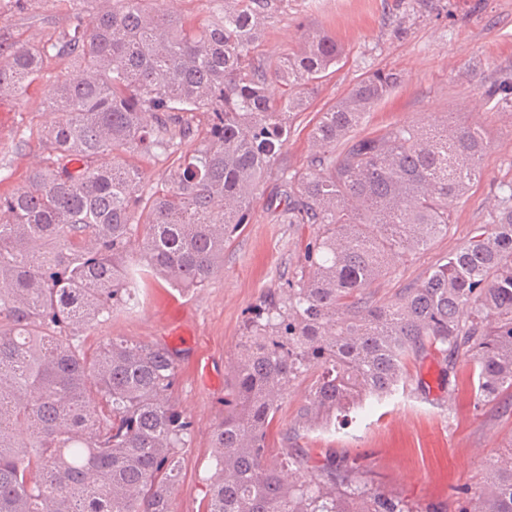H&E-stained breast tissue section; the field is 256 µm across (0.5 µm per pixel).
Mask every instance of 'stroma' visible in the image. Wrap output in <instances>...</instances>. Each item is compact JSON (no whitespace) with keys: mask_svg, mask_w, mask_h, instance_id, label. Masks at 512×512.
Returning <instances> with one entry per match:
<instances>
[{"mask_svg":"<svg viewBox=\"0 0 512 512\" xmlns=\"http://www.w3.org/2000/svg\"><path fill=\"white\" fill-rule=\"evenodd\" d=\"M72 10L67 0H34L15 11L0 0V32L19 42H37L66 29ZM336 39L343 55L292 123L288 142L265 177L241 225L224 243V269L203 288L179 293L164 281L148 282L139 306L117 312L91 331L88 343L105 336L163 342L172 329L189 334L183 348L175 404L195 422L185 467L175 488V512H203L205 479L210 474L211 429L224 416L230 364L243 326L264 296L285 283L304 263L313 233L306 224H285L270 207L279 197L282 170L305 167L312 152L309 133L318 111L330 108L366 76L396 72L400 83L371 112L364 131L393 125L455 124L481 127L487 148L481 177L448 207L447 235L427 249L396 261L374 282L376 300L386 302L402 288L419 283L471 235L491 223L499 189L512 182V94L489 96V86L512 80V0H288V9L268 25L262 48L273 54L296 46L301 27ZM65 61L51 60L27 93L0 101V194L12 190L42 154L36 141L23 144L20 132L50 122L44 95ZM443 358L428 353L411 363L410 381L366 415L338 419L327 430L305 432L303 447L360 457L366 479L410 502H444L457 512L463 492L481 486L489 465L512 448V396L489 406L476 404L467 384L473 365L456 362L458 391L439 381ZM311 377L295 382L269 436L271 455L285 446ZM416 473L405 484L401 472Z\"/></svg>","mask_w":512,"mask_h":512,"instance_id":"1","label":"stroma"}]
</instances>
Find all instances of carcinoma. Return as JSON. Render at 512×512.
<instances>
[{"mask_svg": "<svg viewBox=\"0 0 512 512\" xmlns=\"http://www.w3.org/2000/svg\"><path fill=\"white\" fill-rule=\"evenodd\" d=\"M97 2L56 37L0 38V101L66 60L45 95L57 118L37 133L43 164L0 194V512H173L195 431L173 401L179 351L109 337L90 353L85 332L133 309L151 277L188 294L223 270L225 238L342 54L307 28L297 47L263 53L288 0H212L198 25L145 0ZM398 82L361 80L321 113L306 167L282 170L274 209L314 235L306 265L244 325L204 512H448L359 479L355 457H271L269 429L303 375L314 380L295 440L391 396L430 351L449 358V390L464 357L479 403L512 393V184L493 223L421 283L389 302L368 292L448 234V199L479 177L486 148L475 126L353 134ZM273 83L300 92L276 97ZM144 159L167 163L164 188L145 192ZM458 512H512V448Z\"/></svg>", "mask_w": 512, "mask_h": 512, "instance_id": "carcinoma-1", "label": "carcinoma"}]
</instances>
